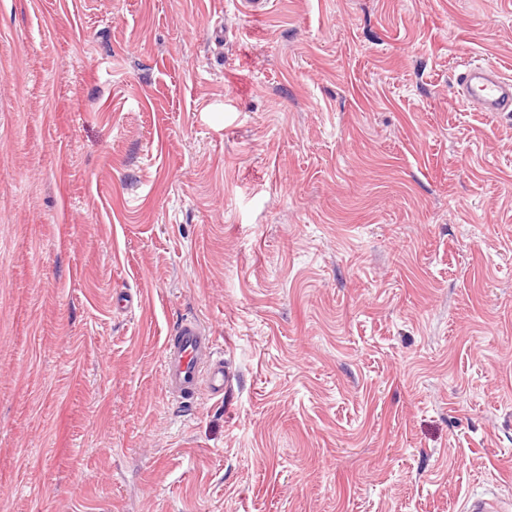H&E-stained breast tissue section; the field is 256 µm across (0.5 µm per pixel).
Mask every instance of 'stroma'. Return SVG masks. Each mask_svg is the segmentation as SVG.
Listing matches in <instances>:
<instances>
[{"label":"stroma","mask_w":512,"mask_h":512,"mask_svg":"<svg viewBox=\"0 0 512 512\" xmlns=\"http://www.w3.org/2000/svg\"><path fill=\"white\" fill-rule=\"evenodd\" d=\"M507 0H0V512H512ZM233 379L186 407L165 336ZM457 77L459 93L474 112H512V77L481 63H466ZM163 367L167 392L181 403L192 404L204 394L223 398L232 380L213 336L193 318L181 320L166 337Z\"/></svg>","instance_id":"1"}]
</instances>
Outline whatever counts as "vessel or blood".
<instances>
[{
    "mask_svg": "<svg viewBox=\"0 0 512 512\" xmlns=\"http://www.w3.org/2000/svg\"><path fill=\"white\" fill-rule=\"evenodd\" d=\"M465 104L476 112H512V77L481 63L465 64L457 77ZM164 381L168 393L183 403L201 395L223 397L232 377L207 327L186 318L164 342Z\"/></svg>",
    "mask_w": 512,
    "mask_h": 512,
    "instance_id": "obj_1",
    "label": "vessel or blood"
}]
</instances>
